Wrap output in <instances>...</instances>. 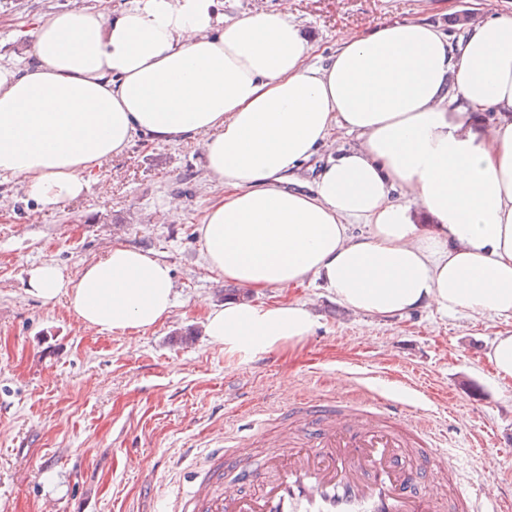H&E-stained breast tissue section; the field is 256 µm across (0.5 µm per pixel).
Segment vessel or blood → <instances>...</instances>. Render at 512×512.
Masks as SVG:
<instances>
[{"label": "vessel or blood", "instance_id": "1", "mask_svg": "<svg viewBox=\"0 0 512 512\" xmlns=\"http://www.w3.org/2000/svg\"><path fill=\"white\" fill-rule=\"evenodd\" d=\"M276 416L261 455L213 449L168 512H485L503 497L472 492L407 405L340 393L290 399Z\"/></svg>", "mask_w": 512, "mask_h": 512}]
</instances>
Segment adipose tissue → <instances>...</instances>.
<instances>
[{"label": "adipose tissue", "instance_id": "ef3b65f1", "mask_svg": "<svg viewBox=\"0 0 512 512\" xmlns=\"http://www.w3.org/2000/svg\"><path fill=\"white\" fill-rule=\"evenodd\" d=\"M491 5L480 0L483 19L458 43L403 19L341 37L322 65L284 9L227 18L215 0H133L113 18L55 12L23 67L0 65V177L54 209L135 137L194 136L224 189L199 226L215 274L256 291L313 278L384 319L429 306L512 319V14ZM349 136L313 191L287 188ZM26 275L29 295L66 297L100 331L149 329L175 302L169 265L122 245L74 278L51 261ZM314 324L300 301L228 300L205 317L211 343L243 361ZM336 152V144L331 146L322 147L319 152L306 162L297 172L303 188L312 186L314 179L317 176L321 166L324 164L330 153Z\"/></svg>", "mask_w": 512, "mask_h": 512}]
</instances>
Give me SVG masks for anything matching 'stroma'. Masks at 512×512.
<instances>
[{
    "label": "stroma",
    "instance_id": "1",
    "mask_svg": "<svg viewBox=\"0 0 512 512\" xmlns=\"http://www.w3.org/2000/svg\"><path fill=\"white\" fill-rule=\"evenodd\" d=\"M129 0H0V60L24 64L35 25L72 7ZM225 16L287 8L322 56L340 33L403 19L458 40L462 0H217ZM220 187L206 176L196 138L160 145L138 137L96 171L87 190L49 210L0 177V512H164L148 484L174 490L193 452L224 442L253 412L289 398L335 396L341 386L409 404L447 435L449 452L487 448L482 478L512 494V381L486 353L512 319H474L421 308L403 317L356 315L319 281L256 294L299 300L310 334L239 361L210 343L206 312L244 287L206 266L197 229ZM180 199L178 213L166 209ZM122 244L172 268L176 300L154 327L132 334L85 328L66 300L25 292L30 266L52 261L69 276Z\"/></svg>",
    "mask_w": 512,
    "mask_h": 512
}]
</instances>
